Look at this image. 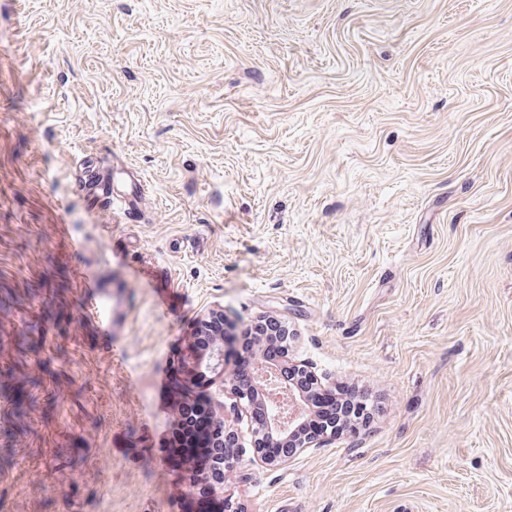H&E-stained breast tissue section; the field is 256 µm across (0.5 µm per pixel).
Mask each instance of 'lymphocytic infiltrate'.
Returning a JSON list of instances; mask_svg holds the SVG:
<instances>
[{"label": "lymphocytic infiltrate", "instance_id": "obj_1", "mask_svg": "<svg viewBox=\"0 0 512 512\" xmlns=\"http://www.w3.org/2000/svg\"><path fill=\"white\" fill-rule=\"evenodd\" d=\"M230 355L235 364L236 390L253 397L255 423L266 420V405L256 395V364L260 361L278 365L282 383L292 385L303 396L308 414L298 431L299 438L308 439L324 432L340 433L370 415L366 400L354 388L318 387L312 376L289 366L288 338L275 319L258 320L243 335L231 337ZM171 433L180 444L177 457L192 465L193 485L199 494H208L214 484L223 482L233 462L232 439L214 423L199 396L184 406L171 426Z\"/></svg>", "mask_w": 512, "mask_h": 512}]
</instances>
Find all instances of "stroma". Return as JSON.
<instances>
[{
  "label": "stroma",
  "instance_id": "stroma-1",
  "mask_svg": "<svg viewBox=\"0 0 512 512\" xmlns=\"http://www.w3.org/2000/svg\"><path fill=\"white\" fill-rule=\"evenodd\" d=\"M214 312L379 406L280 467L226 415L224 512H512V0H0L10 512H210L163 450ZM84 314L93 322L101 337H112V295L106 288H80Z\"/></svg>",
  "mask_w": 512,
  "mask_h": 512
}]
</instances>
